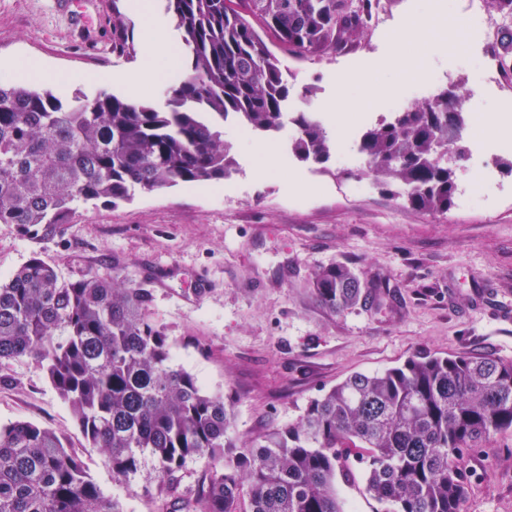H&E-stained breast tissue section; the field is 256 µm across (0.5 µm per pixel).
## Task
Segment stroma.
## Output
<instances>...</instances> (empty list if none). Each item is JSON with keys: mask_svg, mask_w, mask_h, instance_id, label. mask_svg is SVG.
Returning a JSON list of instances; mask_svg holds the SVG:
<instances>
[{"mask_svg": "<svg viewBox=\"0 0 512 512\" xmlns=\"http://www.w3.org/2000/svg\"><path fill=\"white\" fill-rule=\"evenodd\" d=\"M58 2L0 0V68L37 59L66 75L68 94H121L97 78L133 66L112 53V12L128 0H69L64 9ZM458 5L387 0L391 36L368 30L339 52L289 59L295 87L314 89L310 111H326L342 95L352 100V111L326 125L337 155L325 167L289 156L283 130L264 137L274 169L255 178L261 160L252 140L225 127L238 166L224 180L82 205L71 223L41 238L0 224V281L36 254L65 279L115 270L150 290L173 363L204 390L232 398L236 439L287 425L346 377L418 352L512 360V175L495 169L477 202L432 214L389 197L364 174L362 158L339 159L353 133L389 117L388 103L412 97L428 70L450 74L449 89L478 101L485 123L512 119V92L480 88L475 66L459 59ZM392 54L399 66L374 75L370 62ZM334 262L355 270L366 298L342 314L309 291L315 271ZM17 420L62 436L122 512H157L144 494L157 476L152 460L129 480H113L25 357L0 366V423ZM465 465L475 485L463 512H512V433L491 437Z\"/></svg>", "mask_w": 512, "mask_h": 512, "instance_id": "obj_1", "label": "stroma"}]
</instances>
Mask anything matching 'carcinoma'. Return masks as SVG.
I'll return each instance as SVG.
<instances>
[{"label":"carcinoma","mask_w":512,"mask_h":512,"mask_svg":"<svg viewBox=\"0 0 512 512\" xmlns=\"http://www.w3.org/2000/svg\"><path fill=\"white\" fill-rule=\"evenodd\" d=\"M180 33L189 72L166 108L100 92L67 96L0 84V224L28 237L70 223L80 204H116L136 192L220 181L235 170L224 142L232 117L263 135L280 130L292 96L288 67L268 37L297 57L338 51L363 32L379 0H162ZM112 52L136 54L131 21L112 5ZM495 54L512 60L503 26ZM467 112L452 91L366 128V173L410 207L446 213L470 153ZM288 152L322 165L332 139L323 122L294 113ZM311 291L333 313L363 299L343 263L315 271ZM152 295L117 273L63 280L34 256L0 283V363L31 358L71 409L116 481L156 464L146 496L161 512H348L339 484L361 473L373 512H462L471 481L465 455L512 431V361L418 354L356 373L313 398L300 417L264 436L228 435L224 395L172 363ZM214 462L182 487L188 461ZM0 512H121L79 455L53 430L0 425Z\"/></svg>","instance_id":"obj_1"}]
</instances>
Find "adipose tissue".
Wrapping results in <instances>:
<instances>
[{
	"instance_id": "obj_1",
	"label": "adipose tissue",
	"mask_w": 512,
	"mask_h": 512,
	"mask_svg": "<svg viewBox=\"0 0 512 512\" xmlns=\"http://www.w3.org/2000/svg\"><path fill=\"white\" fill-rule=\"evenodd\" d=\"M135 12L142 19L141 64L134 70L113 74L130 99L160 84L168 72L180 68L182 62L175 46L168 40L162 24L153 12L150 0H133Z\"/></svg>"
}]
</instances>
